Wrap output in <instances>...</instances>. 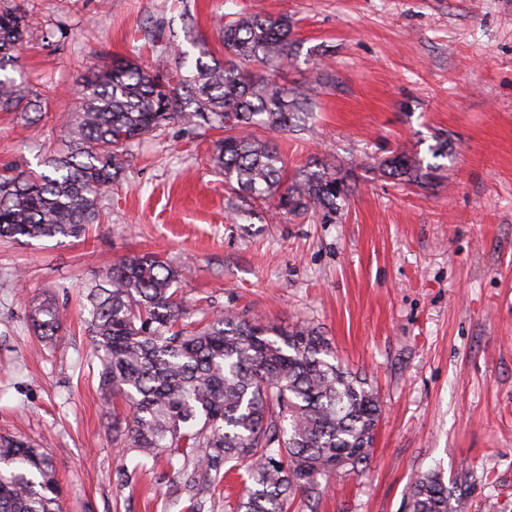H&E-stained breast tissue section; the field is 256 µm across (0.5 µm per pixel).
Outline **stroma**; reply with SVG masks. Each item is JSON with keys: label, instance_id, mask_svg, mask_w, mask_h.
<instances>
[{"label": "stroma", "instance_id": "1", "mask_svg": "<svg viewBox=\"0 0 512 512\" xmlns=\"http://www.w3.org/2000/svg\"><path fill=\"white\" fill-rule=\"evenodd\" d=\"M34 35L10 72L36 110L0 111V166L44 171L66 153L88 71L131 59L165 77L171 49L223 57L215 26L242 12L293 21L277 73L313 112L264 131L288 173L333 160L353 185L335 220L242 204L210 157L224 131L192 107L136 140L85 236L0 238V435L44 448L62 512H166L165 462L117 474L126 410L99 394L79 294L114 262L154 254L182 274L192 321L230 311L328 338L381 401L363 475L324 478L293 512H407L421 471L470 472V512H512V0H0ZM443 154H436L439 143ZM406 153L434 166L423 187L383 177ZM65 310L53 345L29 318Z\"/></svg>", "mask_w": 512, "mask_h": 512}]
</instances>
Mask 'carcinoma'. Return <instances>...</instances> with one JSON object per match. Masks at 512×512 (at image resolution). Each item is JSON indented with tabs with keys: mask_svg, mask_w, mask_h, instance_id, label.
<instances>
[{
	"mask_svg": "<svg viewBox=\"0 0 512 512\" xmlns=\"http://www.w3.org/2000/svg\"><path fill=\"white\" fill-rule=\"evenodd\" d=\"M293 23L286 15L240 13L222 23L224 60L195 59L188 74L162 81L132 60H118L82 82V108L63 123L71 151L47 160L48 172L0 171V237L78 238L100 219L99 195L122 171L134 140L178 119L195 105L206 123L224 126L211 160L245 203L272 199L283 215L320 210L337 215L347 200L336 166L286 177L278 149L253 127L286 131L308 112L309 94L278 84L290 56ZM18 8L0 11V72L17 60L32 33ZM260 63L264 73L250 67ZM16 80L0 77V110L29 108ZM384 176L406 184L432 181V166L405 154L380 163ZM107 287L88 289V331L101 366L99 390L128 405L122 470L162 457L182 461L175 471L186 512H200L204 487L224 481L226 469L247 464L249 485L236 512H288L296 492L317 500L319 478L367 467L380 417L373 387L337 361L324 336L301 325L216 312L185 322L179 272L156 256L112 265ZM31 321L51 343L62 326L58 305L32 306ZM469 475L452 495L429 469L414 478L407 512H466ZM0 512H61L60 487L47 453L18 437L0 436Z\"/></svg>",
	"mask_w": 512,
	"mask_h": 512,
	"instance_id": "obj_1",
	"label": "carcinoma"
}]
</instances>
